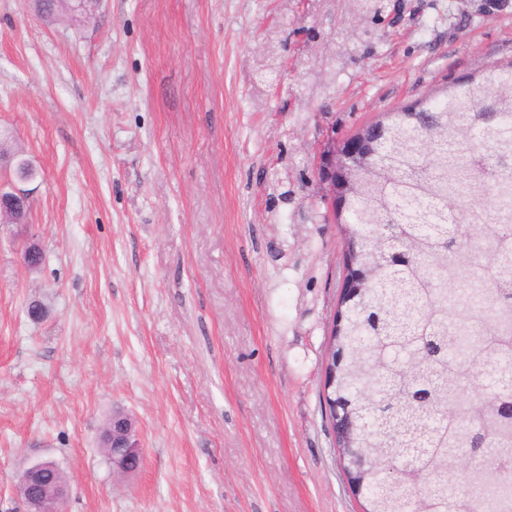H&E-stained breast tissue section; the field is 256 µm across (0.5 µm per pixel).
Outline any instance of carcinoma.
Here are the masks:
<instances>
[{
    "label": "carcinoma",
    "instance_id": "1",
    "mask_svg": "<svg viewBox=\"0 0 512 512\" xmlns=\"http://www.w3.org/2000/svg\"><path fill=\"white\" fill-rule=\"evenodd\" d=\"M480 85L511 90L512 63L361 130L401 138L393 175L354 162L339 213L366 276L326 401L354 424L364 512H512V108L486 111Z\"/></svg>",
    "mask_w": 512,
    "mask_h": 512
}]
</instances>
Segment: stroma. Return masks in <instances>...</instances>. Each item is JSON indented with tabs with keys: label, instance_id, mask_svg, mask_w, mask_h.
<instances>
[{
	"label": "stroma",
	"instance_id": "35a3bbf8",
	"mask_svg": "<svg viewBox=\"0 0 512 512\" xmlns=\"http://www.w3.org/2000/svg\"><path fill=\"white\" fill-rule=\"evenodd\" d=\"M510 61L512 0H0V188L36 171L0 224V512L33 455L64 512H362L323 394L345 247L319 155ZM116 410L133 473L99 449ZM113 416V422H112ZM106 422V428L112 425V430L102 431L99 436L100 446L106 445L112 448H121L128 459H133V456L137 453V449L140 448L138 442V435L135 430L133 423L130 418L126 415L118 412L113 414ZM112 448H100L102 456L105 461L112 467L123 468L125 458L121 460V455L116 451H113V462H112Z\"/></svg>",
	"mask_w": 512,
	"mask_h": 512
}]
</instances>
